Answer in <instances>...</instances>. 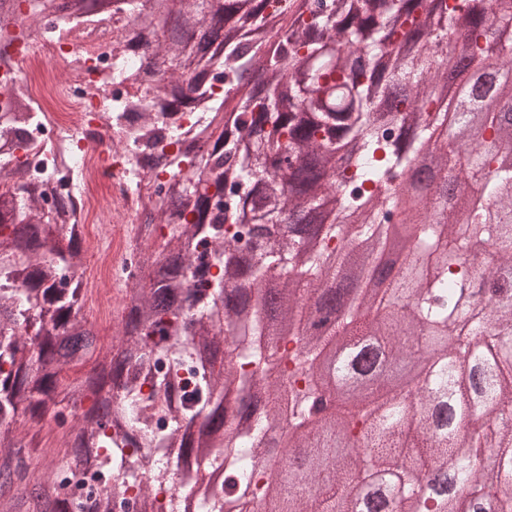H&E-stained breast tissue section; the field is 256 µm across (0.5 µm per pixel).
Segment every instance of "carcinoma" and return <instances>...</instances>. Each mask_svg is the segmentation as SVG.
Segmentation results:
<instances>
[{
  "mask_svg": "<svg viewBox=\"0 0 512 512\" xmlns=\"http://www.w3.org/2000/svg\"><path fill=\"white\" fill-rule=\"evenodd\" d=\"M94 0H36L34 12L79 17ZM128 18L116 51L142 48L165 64L125 76L144 93L129 137L147 171L168 173L145 202L146 231L165 238L146 257L110 343L81 315L77 288H59L84 253L76 230L35 197L0 194V512H73L56 483L79 466L125 491L150 479L190 492L163 503L145 488L139 512H512V0H110ZM203 24L199 50L166 35L168 19ZM14 21H0V64ZM503 72L483 112L459 116L438 91ZM154 112H202L172 131ZM25 97L0 127L17 139ZM452 173L464 195L402 208L393 188L419 156ZM404 226L403 273L359 295L342 317L315 307L323 284L361 278L383 235ZM208 237L215 262L191 250ZM67 244H62V240ZM483 245L491 259L471 248ZM243 279L276 291L275 313L229 289ZM304 325L274 344L282 327ZM171 340L165 367L148 346ZM390 357L375 383L330 397L314 365L335 339ZM96 358L78 385L64 367ZM295 434L276 441L283 401ZM63 456L25 468L23 432L79 403ZM177 449L176 465L170 454ZM304 448L300 477L268 465Z\"/></svg>",
  "mask_w": 512,
  "mask_h": 512,
  "instance_id": "carcinoma-1",
  "label": "carcinoma"
}]
</instances>
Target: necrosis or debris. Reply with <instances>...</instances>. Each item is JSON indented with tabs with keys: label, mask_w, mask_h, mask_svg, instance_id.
Instances as JSON below:
<instances>
[{
	"label": "necrosis or debris",
	"mask_w": 512,
	"mask_h": 512,
	"mask_svg": "<svg viewBox=\"0 0 512 512\" xmlns=\"http://www.w3.org/2000/svg\"><path fill=\"white\" fill-rule=\"evenodd\" d=\"M25 35L13 45L16 64L0 69V126L14 112V89H22L37 116L19 145L0 148V168L24 167L42 194L39 205L55 212L61 167L75 211L62 232L78 226L85 248L79 280L92 290L97 318L124 306L142 274L146 252L144 203L157 183L137 165L133 150L112 151L124 124L120 106L133 87L123 72L138 56L116 52L122 24L93 14L63 29L58 14H18Z\"/></svg>",
	"instance_id": "necrosis-or-debris-1"
}]
</instances>
